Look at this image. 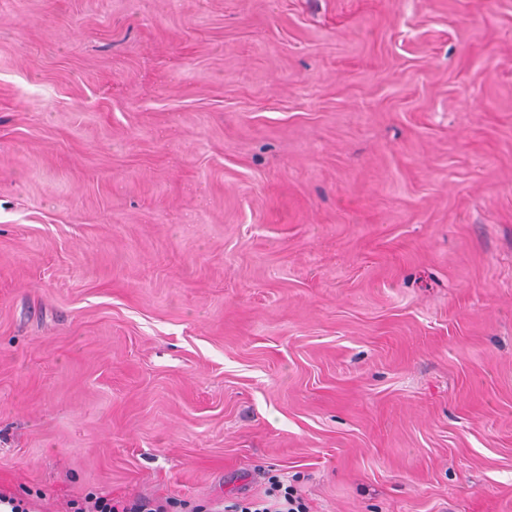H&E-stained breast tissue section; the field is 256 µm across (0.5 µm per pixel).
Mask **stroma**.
Returning a JSON list of instances; mask_svg holds the SVG:
<instances>
[{
    "mask_svg": "<svg viewBox=\"0 0 512 512\" xmlns=\"http://www.w3.org/2000/svg\"><path fill=\"white\" fill-rule=\"evenodd\" d=\"M512 512V0H0V493ZM263 495L237 499L229 504L217 503L209 512H311L307 500L292 485H285L277 476L267 479ZM222 505V508H220Z\"/></svg>",
    "mask_w": 512,
    "mask_h": 512,
    "instance_id": "1",
    "label": "stroma"
}]
</instances>
